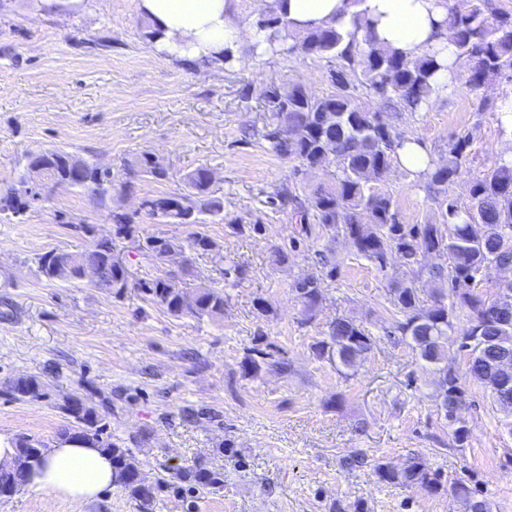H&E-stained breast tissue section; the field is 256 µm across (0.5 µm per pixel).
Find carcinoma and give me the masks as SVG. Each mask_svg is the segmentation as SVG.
Instances as JSON below:
<instances>
[{
	"mask_svg": "<svg viewBox=\"0 0 512 512\" xmlns=\"http://www.w3.org/2000/svg\"><path fill=\"white\" fill-rule=\"evenodd\" d=\"M363 0H348L353 8L352 22L363 30V43L346 39L334 26H316L297 30L292 23L272 10L254 23L255 42L249 47L253 58L268 54L325 59L332 90L322 96L310 95L299 84L286 88L271 85L264 91L270 112L262 126L251 129L273 155L295 163L293 175L307 169L335 164L332 181L314 188L295 182L282 184L269 193L266 203L291 208L296 236L290 245L273 251L274 262H288V250L300 240L348 239L357 256L384 271L389 256L398 254L410 274L396 280L389 289V300L401 314L393 335L408 343L433 374L431 383L447 419L454 418L464 395L455 370L448 366V332L455 320L464 316L470 322L462 333L461 347L468 349V372L491 392L501 410L512 411V282L506 293L485 298L471 291L476 275L496 266L512 268V158L501 157L492 170L476 179L470 187L472 206L460 208L448 196V187L459 174L467 154L469 138L448 144V156L432 161L423 174L432 200L440 209L439 224H404L392 194L384 183L392 168L395 150L404 136L382 121V111L360 101L361 96L382 106L414 114L428 106L437 95L435 75L442 68L435 50L409 57L377 40L374 21L359 10ZM445 20L455 47L453 66L469 92L477 96L494 77L512 80V13L493 6L492 0H447ZM75 155L47 149L34 153L31 161L46 168L50 191L78 188L90 201L109 209L118 237L135 233L138 212L109 208L112 192H128L142 177L156 181L169 179L165 168L156 166L152 154L145 152L123 162L125 179L115 182L110 169L85 162L81 170L72 169ZM186 188L178 193L145 198L146 215L157 224H179L188 231L181 238L150 235L138 239L137 248L146 258L162 264L174 253H206L214 249L212 238L204 230L209 223L224 222V198L211 191L209 168L201 166L184 177ZM20 184L0 186V200L16 202L19 215L4 218L20 221L31 204L18 196ZM432 252L438 263L426 267L420 256ZM83 268L95 272L94 285L119 295L129 286L127 267L116 261L112 239L101 237L81 252L52 251L40 258L39 272L49 280L76 282ZM438 283L430 302L420 297L416 283L422 279ZM322 279L312 275L292 285L302 306L305 321L315 319L322 306ZM156 305L175 317L198 320L224 317V289L203 284L189 299L179 288L176 277L163 272L136 282ZM481 336L479 343L470 339ZM376 346V339L365 327L347 317L330 322L327 336L311 345L312 355L336 365L343 375L355 370ZM242 372L259 378L267 372H284L288 363L267 342L264 334L241 362ZM11 399L42 402L49 397V384L36 375L19 376L5 385ZM66 420L58 438L84 442L105 449L112 455L117 481L136 503L139 512H152L164 494L217 492L224 488V469L198 461L188 466L167 467L166 475L148 482L141 463L129 448L103 437L108 411L86 404L72 396L57 404ZM17 454L13 465H0V498L21 490L27 469L39 459L46 444L39 438L19 434L14 438ZM378 480L404 488H418L436 495L448 491L461 499L465 512H489L486 500L472 495L460 483L452 484L441 471L419 456L409 457L400 466L379 464Z\"/></svg>",
	"mask_w": 512,
	"mask_h": 512,
	"instance_id": "cac0c4a2",
	"label": "carcinoma"
}]
</instances>
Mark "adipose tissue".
Segmentation results:
<instances>
[{"mask_svg":"<svg viewBox=\"0 0 512 512\" xmlns=\"http://www.w3.org/2000/svg\"><path fill=\"white\" fill-rule=\"evenodd\" d=\"M258 8L275 9L294 26L333 25L353 31L346 0H255ZM381 40L408 56L441 50L442 61H453L445 24V0H364ZM141 12L161 33L157 45L178 60L195 65L222 51H237L253 30L234 18L235 0H139ZM112 458L101 449L54 441L29 466L27 490L49 492L68 500L74 512L114 488Z\"/></svg>","mask_w":512,"mask_h":512,"instance_id":"obj_1","label":"adipose tissue"}]
</instances>
